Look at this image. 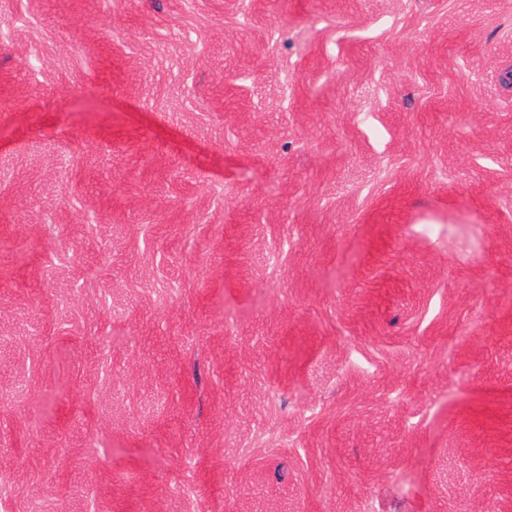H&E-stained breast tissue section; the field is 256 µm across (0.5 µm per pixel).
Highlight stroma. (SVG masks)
I'll return each mask as SVG.
<instances>
[{
	"label": "stroma",
	"instance_id": "stroma-1",
	"mask_svg": "<svg viewBox=\"0 0 512 512\" xmlns=\"http://www.w3.org/2000/svg\"><path fill=\"white\" fill-rule=\"evenodd\" d=\"M0 512H512V0H0Z\"/></svg>",
	"mask_w": 512,
	"mask_h": 512
}]
</instances>
